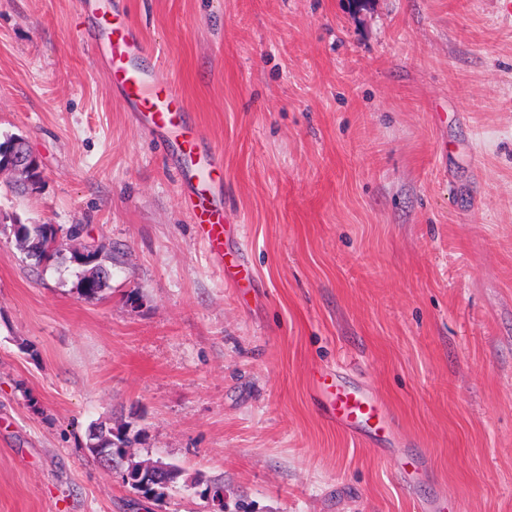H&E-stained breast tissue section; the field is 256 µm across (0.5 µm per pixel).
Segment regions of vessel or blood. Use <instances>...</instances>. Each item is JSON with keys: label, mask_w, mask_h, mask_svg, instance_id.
Here are the masks:
<instances>
[{"label": "vessel or blood", "mask_w": 512, "mask_h": 512, "mask_svg": "<svg viewBox=\"0 0 512 512\" xmlns=\"http://www.w3.org/2000/svg\"><path fill=\"white\" fill-rule=\"evenodd\" d=\"M107 46L98 50L99 61L125 103L137 118L178 147L188 177L191 213L201 242L216 256L224 254V211L212 193L216 186L213 173L218 159L202 156L195 129L184 121L183 99L175 86L156 72L139 68L130 61L132 32L119 18L101 26ZM323 402L325 417L340 431L354 433L377 416L381 403L372 394L345 388L339 383L321 381L313 388Z\"/></svg>", "instance_id": "1"}]
</instances>
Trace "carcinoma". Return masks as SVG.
I'll use <instances>...</instances> for the list:
<instances>
[{
  "mask_svg": "<svg viewBox=\"0 0 512 512\" xmlns=\"http://www.w3.org/2000/svg\"><path fill=\"white\" fill-rule=\"evenodd\" d=\"M10 231L18 246L28 257L39 263L67 262L78 269L75 288L87 299H97L110 288L112 266V244L85 240L87 232L82 224H73L62 229L53 224H20L2 228ZM141 431L132 430V423L121 427L112 426L111 421L97 420L89 424L86 432V447L111 448L116 465L129 470L131 461H123V449L138 440Z\"/></svg>",
  "mask_w": 512,
  "mask_h": 512,
  "instance_id": "cac0c4a2",
  "label": "carcinoma"
}]
</instances>
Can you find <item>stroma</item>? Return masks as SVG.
Returning a JSON list of instances; mask_svg holds the SVG:
<instances>
[{
  "instance_id": "stroma-1",
  "label": "stroma",
  "mask_w": 512,
  "mask_h": 512,
  "mask_svg": "<svg viewBox=\"0 0 512 512\" xmlns=\"http://www.w3.org/2000/svg\"><path fill=\"white\" fill-rule=\"evenodd\" d=\"M83 2L0 0V141L43 169L25 195L0 175V222L83 224L113 256L88 300L0 234V512H512V0H96L222 159L246 288ZM333 375L395 432L332 426ZM101 418L182 468L162 499L95 462Z\"/></svg>"
}]
</instances>
